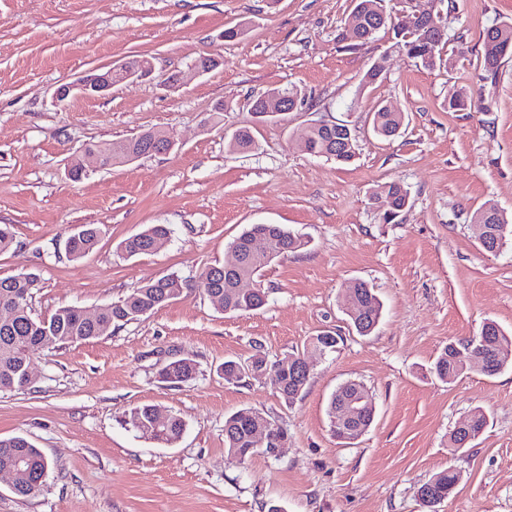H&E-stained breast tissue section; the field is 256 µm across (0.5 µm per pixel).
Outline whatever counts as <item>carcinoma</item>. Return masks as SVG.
Returning <instances> with one entry per match:
<instances>
[{
	"label": "carcinoma",
	"mask_w": 512,
	"mask_h": 512,
	"mask_svg": "<svg viewBox=\"0 0 512 512\" xmlns=\"http://www.w3.org/2000/svg\"><path fill=\"white\" fill-rule=\"evenodd\" d=\"M384 0H358L353 11L344 22L337 40H352L346 48L353 49L375 37L380 31L391 34L390 49L406 55L428 69L441 62V53L446 39L431 30L419 27L411 28L398 22V18L382 5ZM512 56V22H501L486 28L482 34L481 57L484 79L495 78L502 59ZM405 122V114L391 112L383 106L372 113L373 131L390 139L400 134ZM347 125L331 128L321 127L309 131V153L316 157L334 159L340 164L351 163L356 156L355 150L340 148L346 138L343 129ZM161 132L145 131L135 137L114 141L98 147L103 152L104 164L116 165L132 152L150 154L153 145L160 142ZM255 145L250 129L236 131L228 141V148L244 153ZM378 194L390 199L388 209L383 212V220L391 222L401 212L409 199L408 190L398 182L380 186ZM484 217L483 223L493 231L502 227L500 213L492 205H486L478 211ZM170 230L165 224H150L143 231L122 241L119 251L131 258L153 252V244L159 238H165ZM260 237L270 248L266 256H256L250 249V242ZM101 241V231L92 225L81 227L70 234L65 248L70 258L79 260L92 253ZM239 253L237 269L226 272L224 266L214 265L207 268L196 283H191L177 275H166L148 280L131 289L111 304L100 309L93 320L87 318L84 310L77 306H64L55 310L48 318H37L31 310V300L39 289V275L19 273L0 277V310L13 311L8 323H0V391L23 389L30 384L25 377L32 353L40 348H63L69 345L87 342L105 335L112 328H119L141 316L152 313L168 303L199 291L207 297L215 310L223 312L246 313L261 308L266 303L263 288H238L236 284L242 278L256 280L262 270L274 260L296 252L307 245L302 237L294 234L283 224H250L234 240ZM382 312V303L371 288H355L350 297V318L358 334L366 336L377 326ZM512 344V336L505 333L493 322L481 329L479 335L466 341V345L480 353L498 351L502 345ZM453 343L445 345L437 356L432 372L439 380H457L462 374L459 365L448 358V350ZM248 365L253 369L261 368L272 375L276 392L280 398L290 403L304 390L308 377H296L285 369L283 360L271 361L267 354L256 348ZM196 364L186 358L174 360L165 365L158 373L165 383L181 384L194 379ZM155 406L143 405L133 409L126 424L141 434L148 436L160 445H173L182 437L186 424L183 419L172 414L166 423L152 426ZM267 420L263 413L243 408L224 420V443L228 455L237 463L243 464L257 452L252 446V435ZM51 461L24 437L0 439V470L17 471L16 494L29 496L41 490ZM435 490L451 495L456 485L453 468L443 470L433 476Z\"/></svg>",
	"instance_id": "carcinoma-1"
}]
</instances>
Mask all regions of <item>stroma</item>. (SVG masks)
I'll list each match as a JSON object with an SVG mask.
<instances>
[{"instance_id":"obj_1","label":"stroma","mask_w":512,"mask_h":512,"mask_svg":"<svg viewBox=\"0 0 512 512\" xmlns=\"http://www.w3.org/2000/svg\"><path fill=\"white\" fill-rule=\"evenodd\" d=\"M355 3L0 0V224L16 239L0 253V277L39 275L35 316L66 305L91 312L172 273L198 280L232 261L229 244L247 224H282L307 241L264 269L260 309L224 314L195 293L107 336L35 351L30 385L0 392V438L26 437L53 467L30 496L1 477L0 512H426L418 488L450 467L460 481L439 512H512V362L451 384L430 372L443 346L486 321L512 334V247L484 251L474 222L490 202L512 224V57L492 81L480 66L482 33L512 21V0H438L448 42L435 69L391 51L382 33L343 48L336 36ZM241 23L248 33L224 41V29ZM204 53L219 66L190 77ZM135 56L151 61L149 78L105 98L56 101L59 85ZM381 56L384 74L363 84ZM175 72L189 79L166 90ZM292 85L303 105L256 123L250 100ZM463 89L472 107L451 108ZM380 104L405 113L397 137L373 133ZM320 120L349 125L352 163L306 151V131ZM243 127L254 150L227 151ZM149 128L165 131L174 149L112 167L85 151ZM75 159L85 170L77 182L66 175ZM393 181L410 202L387 223L373 195ZM89 224L104 236L71 260L64 240ZM149 224L168 225L170 236L150 254L119 256L117 244ZM359 282L383 303L367 337L346 314ZM327 332L339 336L337 350L312 357L294 403L270 380H228L220 370L258 346L271 360L287 358ZM179 358L195 362L194 379L160 382V369ZM347 380L361 381L375 407L372 426L349 443L327 417ZM144 404L184 419L176 444L127 425ZM477 407L486 428L455 450L452 432ZM242 408L287 432L277 454L260 451L242 465L228 458L224 418Z\"/></svg>"}]
</instances>
